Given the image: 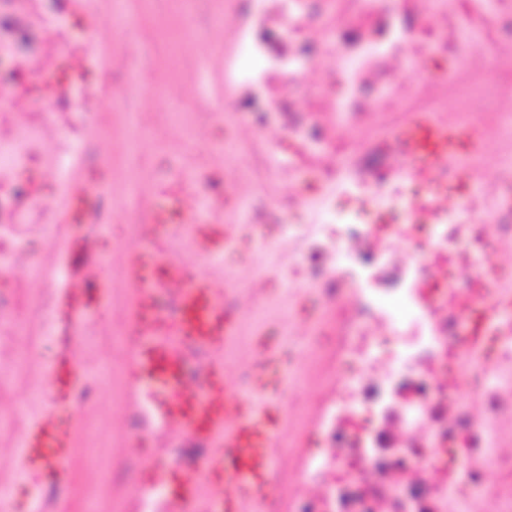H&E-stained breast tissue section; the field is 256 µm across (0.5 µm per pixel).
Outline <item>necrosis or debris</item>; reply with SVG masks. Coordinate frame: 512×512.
<instances>
[{"instance_id":"necrosis-or-debris-1","label":"necrosis or debris","mask_w":512,"mask_h":512,"mask_svg":"<svg viewBox=\"0 0 512 512\" xmlns=\"http://www.w3.org/2000/svg\"><path fill=\"white\" fill-rule=\"evenodd\" d=\"M152 5L204 49L181 73L201 93L165 125L197 142L229 107L259 132L225 140L220 184L204 156L177 170L157 152L174 223L277 227L329 323L306 363L320 410L290 413L321 446L299 475L277 472L265 512H512V290L486 308L482 266L512 251V0ZM136 24L120 0H0L1 230L66 223L58 199L84 165L85 221H111L120 204L91 118L110 101L138 139L162 88L157 57L127 36ZM103 25L113 49L97 44ZM426 50L449 63L444 81L411 80ZM416 112L471 129L478 159L414 168L395 130ZM120 206L130 234L152 233L140 194ZM138 468L112 459L122 512H175Z\"/></svg>"}]
</instances>
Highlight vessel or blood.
Returning a JSON list of instances; mask_svg holds the SVG:
<instances>
[{"label":"vessel or blood","mask_w":512,"mask_h":512,"mask_svg":"<svg viewBox=\"0 0 512 512\" xmlns=\"http://www.w3.org/2000/svg\"><path fill=\"white\" fill-rule=\"evenodd\" d=\"M408 146L413 166L432 169L439 158L451 160L472 149L469 131L419 118L398 132ZM234 225L196 224L190 231L194 249L205 256L228 241ZM126 273L134 287L132 318L139 329V344L132 358L135 381L152 379L162 384L159 405L166 419L194 441L206 442L213 451L196 472L176 480L171 494L179 512H254L257 504L274 493L273 446L283 412L267 401L275 386V362L265 346L255 347L259 357L256 385L240 393L224 379L222 353L239 344L242 323L205 275L181 277L179 263L165 251L143 257L134 254ZM179 281L178 315L167 320L158 311L155 290L161 279ZM188 344L215 354L204 377L205 392L184 384L185 365L175 347ZM76 367L62 361L42 404V417L22 438V461L29 474L50 478L72 451L67 419L75 409L71 389Z\"/></svg>","instance_id":"obj_1"}]
</instances>
